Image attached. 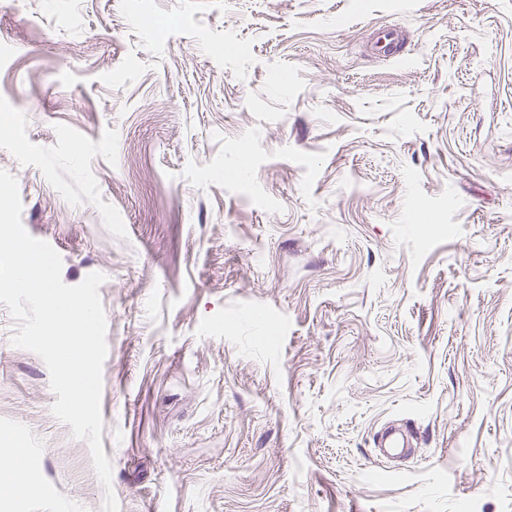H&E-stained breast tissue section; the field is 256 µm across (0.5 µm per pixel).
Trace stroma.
Wrapping results in <instances>:
<instances>
[{
	"mask_svg": "<svg viewBox=\"0 0 512 512\" xmlns=\"http://www.w3.org/2000/svg\"><path fill=\"white\" fill-rule=\"evenodd\" d=\"M0 169L105 276L120 512H512V0H0ZM14 332L0 512H102ZM7 450V458L10 461V468L5 475L3 491L7 493L10 488L23 484L27 477V470L22 453L19 448H0L1 456Z\"/></svg>",
	"mask_w": 512,
	"mask_h": 512,
	"instance_id": "stroma-1",
	"label": "stroma"
}]
</instances>
